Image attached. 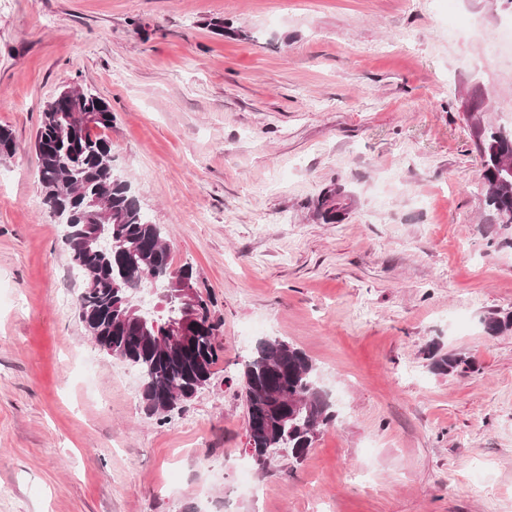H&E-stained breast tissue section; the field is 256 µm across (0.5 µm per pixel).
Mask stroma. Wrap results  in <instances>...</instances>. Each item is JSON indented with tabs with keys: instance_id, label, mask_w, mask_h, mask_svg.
<instances>
[{
	"instance_id": "1",
	"label": "stroma",
	"mask_w": 512,
	"mask_h": 512,
	"mask_svg": "<svg viewBox=\"0 0 512 512\" xmlns=\"http://www.w3.org/2000/svg\"><path fill=\"white\" fill-rule=\"evenodd\" d=\"M511 21L512 0H0V512H512V331L482 324L512 312V224L472 128H512ZM70 87L109 103L114 168L221 322L163 421L64 279L34 141ZM268 337L338 418L260 470L241 380ZM435 346L475 371L434 374Z\"/></svg>"
}]
</instances>
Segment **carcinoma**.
<instances>
[{"label": "carcinoma", "instance_id": "cac0c4a2", "mask_svg": "<svg viewBox=\"0 0 512 512\" xmlns=\"http://www.w3.org/2000/svg\"><path fill=\"white\" fill-rule=\"evenodd\" d=\"M112 126V110L102 98L70 90L65 99L48 101L42 112L35 150L44 204L54 212L72 211L71 235L66 240L70 262L82 282L77 318L87 336L113 358L137 370L141 397L148 416L162 419L165 404L181 390L192 398L208 384L211 368L223 347L217 343L219 323L207 301H202L194 335L195 350L163 358L159 338L182 317L178 299L164 302L154 312L130 313L140 283L153 278L166 282L176 276H194L189 266L173 267L163 228L150 221L131 193L130 185L116 177L112 148L100 130ZM475 133L488 186V205L503 224H512V176L499 169L501 157H512V130L486 129ZM17 151L13 133L0 127V157ZM337 191L321 199L323 218L341 220ZM104 232L110 243L92 247L89 240ZM486 333L495 338L512 331V314H492L483 320ZM431 369L463 376L474 361L458 353L433 351ZM243 390L246 401V447L261 469L278 450L302 459L322 429L336 419L317 367L300 348L280 338L263 340L245 362Z\"/></svg>", "mask_w": 512, "mask_h": 512}]
</instances>
